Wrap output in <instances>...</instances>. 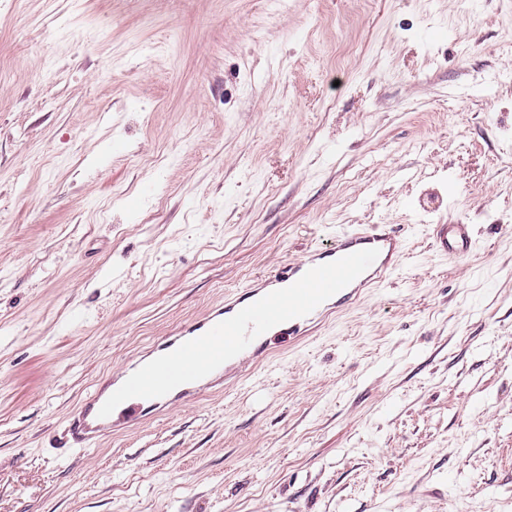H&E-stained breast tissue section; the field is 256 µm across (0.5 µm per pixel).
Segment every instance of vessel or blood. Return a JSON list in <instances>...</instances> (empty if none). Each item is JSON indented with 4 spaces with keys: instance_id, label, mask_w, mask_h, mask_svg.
I'll return each instance as SVG.
<instances>
[{
    "instance_id": "b4317fda",
    "label": "vessel or blood",
    "mask_w": 512,
    "mask_h": 512,
    "mask_svg": "<svg viewBox=\"0 0 512 512\" xmlns=\"http://www.w3.org/2000/svg\"><path fill=\"white\" fill-rule=\"evenodd\" d=\"M443 256L468 253L465 224H439L433 235ZM405 241L390 225L366 224L275 268L245 291L226 296L202 318L158 341L146 360L118 374L110 390L94 391L67 421L66 444L89 448L118 424L152 415L172 403L231 386L245 366L270 356L271 325L300 335L308 324L352 306L368 288L400 270Z\"/></svg>"
}]
</instances>
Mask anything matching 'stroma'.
<instances>
[{
  "label": "stroma",
  "instance_id": "35a3bbf8",
  "mask_svg": "<svg viewBox=\"0 0 512 512\" xmlns=\"http://www.w3.org/2000/svg\"><path fill=\"white\" fill-rule=\"evenodd\" d=\"M360 224L408 256L311 344L65 448ZM0 512H512V0H0ZM433 240L437 251L445 256L466 254L472 247L469 224H434ZM436 231V233H435Z\"/></svg>",
  "mask_w": 512,
  "mask_h": 512
}]
</instances>
